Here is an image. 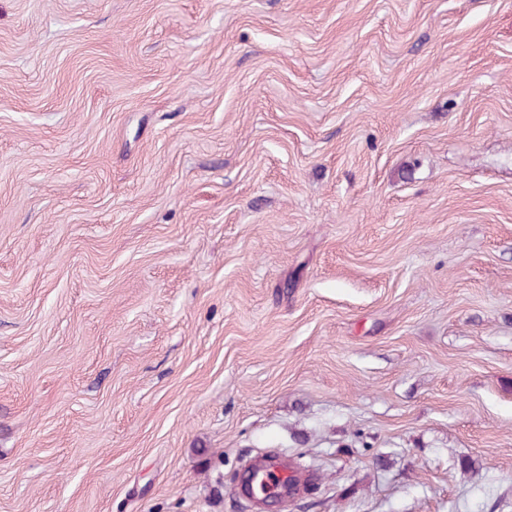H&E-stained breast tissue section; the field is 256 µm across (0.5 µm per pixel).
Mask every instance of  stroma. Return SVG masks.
I'll use <instances>...</instances> for the list:
<instances>
[{"mask_svg": "<svg viewBox=\"0 0 512 512\" xmlns=\"http://www.w3.org/2000/svg\"><path fill=\"white\" fill-rule=\"evenodd\" d=\"M512 512V0H0V512ZM289 475L284 470L261 468L252 480V492L257 496L268 497L272 494L288 492Z\"/></svg>", "mask_w": 512, "mask_h": 512, "instance_id": "obj_1", "label": "stroma"}]
</instances>
